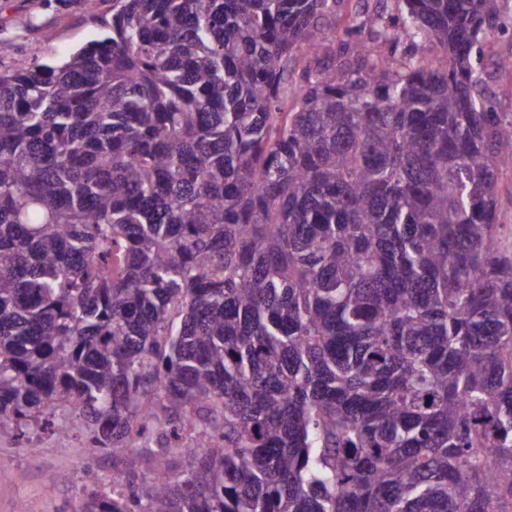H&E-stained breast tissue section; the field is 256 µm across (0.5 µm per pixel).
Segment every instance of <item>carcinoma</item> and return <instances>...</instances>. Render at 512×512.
<instances>
[{"instance_id":"obj_1","label":"carcinoma","mask_w":512,"mask_h":512,"mask_svg":"<svg viewBox=\"0 0 512 512\" xmlns=\"http://www.w3.org/2000/svg\"><path fill=\"white\" fill-rule=\"evenodd\" d=\"M337 2L112 0L0 69V431L88 422L119 477L78 512H512L503 0L322 59ZM505 30L491 36L484 45L483 63L488 73L487 93L494 98L496 112L512 114V76L501 73L498 62L512 55V0H504ZM511 29V31H510ZM498 203L503 222L500 232L501 244L512 251V171L510 170H503L499 174Z\"/></svg>"}]
</instances>
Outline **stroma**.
Returning <instances> with one entry per match:
<instances>
[{
    "mask_svg": "<svg viewBox=\"0 0 512 512\" xmlns=\"http://www.w3.org/2000/svg\"><path fill=\"white\" fill-rule=\"evenodd\" d=\"M503 5L505 29L486 42L483 63L496 111L511 115L512 74L498 63L512 56V0ZM104 34L84 0H0V69L21 58L61 63ZM63 421L61 432L32 424L21 440L0 432V512H76L83 487L111 492L118 475L111 452L89 455L85 421L73 413Z\"/></svg>",
    "mask_w": 512,
    "mask_h": 512,
    "instance_id": "35a3bbf8",
    "label": "stroma"
}]
</instances>
